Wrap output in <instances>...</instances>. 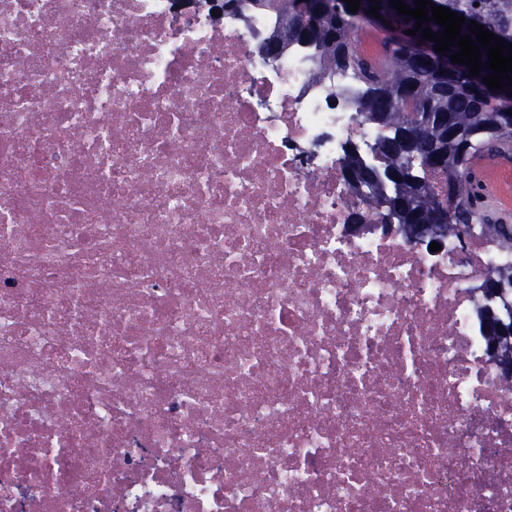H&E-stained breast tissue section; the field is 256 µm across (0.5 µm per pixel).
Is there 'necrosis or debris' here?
<instances>
[{"label": "necrosis or debris", "mask_w": 512, "mask_h": 512, "mask_svg": "<svg viewBox=\"0 0 512 512\" xmlns=\"http://www.w3.org/2000/svg\"><path fill=\"white\" fill-rule=\"evenodd\" d=\"M223 7L0 0V512H512V248L383 233L358 78Z\"/></svg>", "instance_id": "necrosis-or-debris-1"}]
</instances>
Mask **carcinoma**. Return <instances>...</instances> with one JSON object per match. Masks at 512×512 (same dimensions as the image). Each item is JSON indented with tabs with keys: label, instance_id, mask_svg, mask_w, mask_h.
<instances>
[{
	"label": "carcinoma",
	"instance_id": "obj_1",
	"mask_svg": "<svg viewBox=\"0 0 512 512\" xmlns=\"http://www.w3.org/2000/svg\"><path fill=\"white\" fill-rule=\"evenodd\" d=\"M274 5L276 24L272 37L281 28L293 32L289 41H274L277 53L291 44L306 46L319 71L350 68L359 77L363 92L356 107L364 120L387 130L380 145L381 161L355 166L353 190H368L370 201L388 193L403 224L432 223L433 205L428 183L416 184L409 175L410 154L399 150V142L415 133L417 149L432 162L431 171L440 172L454 184V223L468 224L471 218L487 209L480 193L473 160L485 154L512 151V119L496 109L498 92L483 86L478 90L475 79L490 74L479 68L480 76L470 75V68L455 63L449 67L431 57L427 48L436 45L422 38L423 29L440 33L444 28L430 21L422 24L415 43H403L405 31L416 20L400 15L379 2L378 14L393 26L396 37L383 43L379 58L363 57L354 47L357 29L346 16L342 0H269ZM437 5L465 17L461 34L470 33L468 23L475 20L499 38L512 44V0H436ZM317 4L322 13L321 31L312 38L302 23V10Z\"/></svg>",
	"mask_w": 512,
	"mask_h": 512
}]
</instances>
